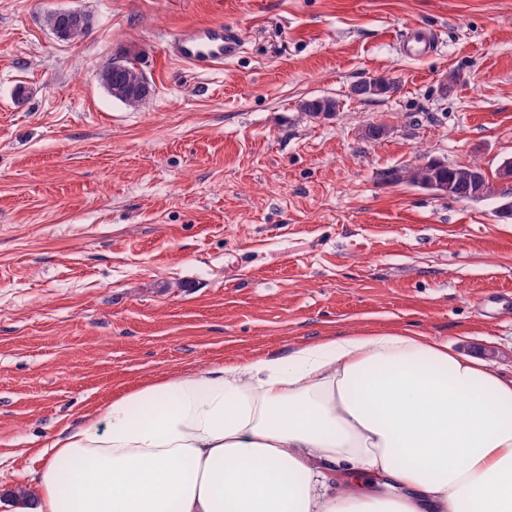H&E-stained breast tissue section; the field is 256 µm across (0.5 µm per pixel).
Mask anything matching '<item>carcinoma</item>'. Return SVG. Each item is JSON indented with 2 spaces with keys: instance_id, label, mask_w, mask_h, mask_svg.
Masks as SVG:
<instances>
[{
  "instance_id": "cac0c4a2",
  "label": "carcinoma",
  "mask_w": 512,
  "mask_h": 512,
  "mask_svg": "<svg viewBox=\"0 0 512 512\" xmlns=\"http://www.w3.org/2000/svg\"><path fill=\"white\" fill-rule=\"evenodd\" d=\"M46 26L53 30L66 32V41L71 42L83 37L89 30L92 19L81 14V20H73L67 12L45 15ZM99 80L105 89L113 90L112 97L130 106L137 107L150 95L152 86L146 76L134 63L125 60L112 62L99 73ZM395 83L385 78H369L355 83L351 94L361 100H370L392 92ZM338 107L335 98L319 96L303 101L300 110L313 118L329 117ZM381 178L387 182H410L423 189L436 190V185H448V197L460 200H478L497 194L485 171L477 165L455 164L439 160H429L422 165L388 169L381 172Z\"/></svg>"
}]
</instances>
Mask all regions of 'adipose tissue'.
<instances>
[{"instance_id":"1","label":"adipose tissue","mask_w":512,"mask_h":512,"mask_svg":"<svg viewBox=\"0 0 512 512\" xmlns=\"http://www.w3.org/2000/svg\"><path fill=\"white\" fill-rule=\"evenodd\" d=\"M36 458L25 512H512V377L364 327L145 383Z\"/></svg>"}]
</instances>
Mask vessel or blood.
<instances>
[{
  "label": "vessel or blood",
  "instance_id": "vessel-or-blood-1",
  "mask_svg": "<svg viewBox=\"0 0 512 512\" xmlns=\"http://www.w3.org/2000/svg\"><path fill=\"white\" fill-rule=\"evenodd\" d=\"M242 42L240 29L232 25L192 26L178 33L171 43V52L182 64L207 72L235 59Z\"/></svg>",
  "mask_w": 512,
  "mask_h": 512
}]
</instances>
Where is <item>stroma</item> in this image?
<instances>
[{
  "label": "stroma",
  "instance_id": "35a3bbf8",
  "mask_svg": "<svg viewBox=\"0 0 512 512\" xmlns=\"http://www.w3.org/2000/svg\"><path fill=\"white\" fill-rule=\"evenodd\" d=\"M58 9L89 32L57 39ZM219 23L244 37L223 68L170 55ZM117 57L153 88L138 107L98 80ZM377 77L395 90L352 96ZM319 96L333 116L301 112ZM430 158L500 197L379 177ZM507 159L512 0H0V512L65 425L159 376L388 324L512 375ZM46 26L53 32V29L66 32V40L75 41L83 37L89 30L92 19L90 15L81 13V20L74 21L72 14L67 12L54 13L45 15L44 20ZM54 33V32H53ZM338 107L335 98L329 96H319L303 101L300 105L301 112H305L313 118L332 116Z\"/></svg>",
  "mask_w": 512,
  "mask_h": 512
}]
</instances>
